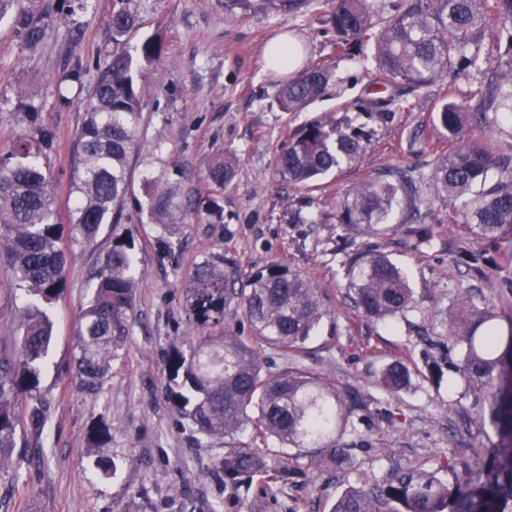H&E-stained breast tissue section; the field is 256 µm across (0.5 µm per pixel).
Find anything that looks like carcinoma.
<instances>
[{
	"label": "carcinoma",
	"instance_id": "obj_1",
	"mask_svg": "<svg viewBox=\"0 0 512 512\" xmlns=\"http://www.w3.org/2000/svg\"><path fill=\"white\" fill-rule=\"evenodd\" d=\"M133 2L119 0L110 21L112 55L93 64L97 77L77 134L69 230L55 222L57 200L39 162L40 154L53 146V133L42 124L39 109L22 99L16 108L32 127L36 151L24 142L0 158V255L25 296L20 347L15 357L0 359V472L21 442L22 426L39 436L48 421L50 402L41 390V374L53 338L49 311L65 286L63 236L83 243L95 239L102 225H112V245L95 269V292L81 313L75 355L78 390L93 400L133 323L135 238L121 227L128 203L147 211L165 234L192 219L223 222L218 195L235 176L231 161L209 169L208 192L192 209L183 208L160 178L148 180L145 201L132 192L128 161L138 147L142 66L163 52L157 32L130 44L142 27ZM260 2L283 14L304 4ZM328 5L336 48L347 55L371 50V83L399 90L366 100L363 108L369 114L390 120L395 111L409 108L406 93L444 77L482 72L476 102L450 96L435 109L448 151L439 154L432 178L446 204L455 206L448 218L463 217L475 237L493 243L512 233V156L496 153L485 137L488 112H512V0H329ZM385 10L389 19L379 28L376 17ZM15 30L34 49L46 37L45 17L22 5ZM333 82L329 65L309 63L278 84V103L286 112H303ZM369 145L370 134L363 128L334 120L314 119L294 129L274 161L276 175L304 193L290 223H308L301 212L314 205L320 180L359 171ZM493 170L498 178L489 183ZM426 206L415 179L398 166L360 178L336 199V223L349 231L339 242L346 255L349 296L366 317L393 322L415 308L413 288L380 241L402 230L412 248L430 245L434 229L423 219ZM363 236L377 243L356 245ZM456 258L479 276L498 265L494 255L463 247ZM182 305L189 324L203 336L167 352L166 396L194 434L226 437L252 429L251 446L224 455V480L231 488L261 497L271 481L300 473L296 463L301 459L319 472L344 473L353 464L351 451L368 449L364 436L400 420V393L409 388L411 372L399 360L386 363L378 374V385L390 395L385 402L374 401L363 387L310 370H268L263 348L285 355L302 349L327 315L310 278L272 263L244 279L223 252H210L183 288ZM452 307L443 331L419 328L424 363L433 380L446 375L464 384L473 396L476 420L495 435L494 447L434 470L399 466L368 489L344 490L331 512H512V328L502 334L497 314L476 304L469 289L457 294ZM238 314L248 322L250 335L227 327V318ZM348 433L358 442H342ZM270 439L282 446L277 459L270 457ZM111 443L108 425L91 431V447ZM443 471L448 477L441 476Z\"/></svg>",
	"mask_w": 512,
	"mask_h": 512
}]
</instances>
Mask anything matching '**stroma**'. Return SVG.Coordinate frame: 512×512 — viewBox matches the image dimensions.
<instances>
[{
	"instance_id": "obj_1",
	"label": "stroma",
	"mask_w": 512,
	"mask_h": 512,
	"mask_svg": "<svg viewBox=\"0 0 512 512\" xmlns=\"http://www.w3.org/2000/svg\"><path fill=\"white\" fill-rule=\"evenodd\" d=\"M116 3L88 0L74 16L80 37L57 22L33 51L17 37L13 11L0 15V154L13 152L31 133L15 109L18 98H25L55 134L40 162L63 225L71 220L75 141L96 73L85 71L83 93L61 107L57 79L75 61L111 55ZM135 8L144 32H159L164 49L144 72L139 148L130 159L134 192L144 196L147 179L162 175L179 202L191 206L209 168L230 159L236 175L224 187V221L177 225L169 233L166 254L158 243L159 225L147 214L132 213L128 227L136 239L139 278L132 330L93 402L78 392L71 360L79 315L94 291L90 271L111 245L112 227L102 225L93 243L67 245L65 287L51 309L53 341L41 381L51 403L49 421L40 446L16 449L0 478V512H330L344 489L372 486L396 464L434 469L447 464L449 456L467 459L475 449L488 447L494 434L471 420L472 399L464 385L432 382L412 329L416 323L439 324L461 288L474 289L476 303L497 313L500 325L512 320V296L501 292L512 281V243L503 248L471 235L462 220L449 219L448 207L434 191L433 167L448 145L431 115L434 101L447 95V85L414 93L415 110L390 121L362 112L361 101L376 92L365 75L372 61L337 55L325 33L327 0H304L290 14L260 6L230 13L222 0H135ZM278 37L300 40L305 61H328L335 68L329 93L306 111L285 112L276 101L280 75L268 68L265 48ZM325 116L370 131L361 174L387 165L407 169L430 202L431 245L415 250L400 245L394 234L384 241L416 299L407 320L392 327L364 317L347 295L334 203L355 176L329 178L321 204L309 210L311 223L293 224L289 217L300 194L273 173V160L290 131ZM419 138L430 140V148L418 150ZM458 247L487 251L501 261L490 276L480 278L457 263L453 251ZM218 249L244 273L285 265L311 278L322 295L328 315L301 352L284 356L266 349L271 372L305 368L364 387L383 401L387 394L375 387V373L395 359L409 366L411 386L401 395V423L375 429L372 450L356 452L346 476L306 468L253 501L244 492L225 489L222 468L226 451L249 446V432L190 442L187 421L166 398L163 357L172 344L194 339L180 292L202 256ZM22 306L14 274L0 260V358L17 351ZM100 420L112 428L116 471L109 478L96 475L95 453L87 446L89 431Z\"/></svg>"
}]
</instances>
